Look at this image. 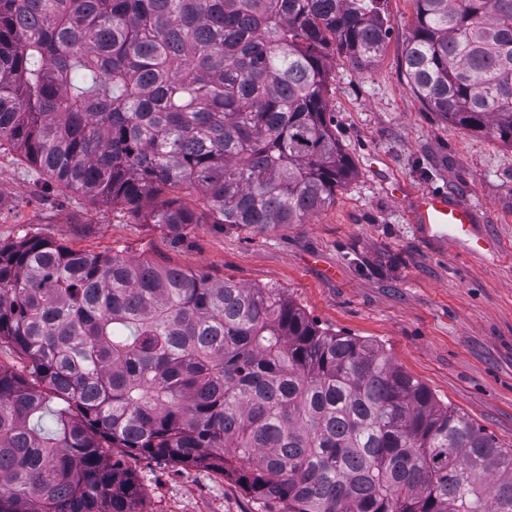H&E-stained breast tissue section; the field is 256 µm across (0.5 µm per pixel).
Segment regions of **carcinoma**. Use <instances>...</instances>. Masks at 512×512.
<instances>
[{
  "label": "carcinoma",
  "instance_id": "obj_1",
  "mask_svg": "<svg viewBox=\"0 0 512 512\" xmlns=\"http://www.w3.org/2000/svg\"><path fill=\"white\" fill-rule=\"evenodd\" d=\"M427 110L512 145V0H412ZM385 0H0V153L172 234L263 233L352 166L329 52L359 71ZM0 512H141L110 452L234 478L258 512H512V450L368 339L273 288L38 238L0 244ZM51 417L54 428L43 426Z\"/></svg>",
  "mask_w": 512,
  "mask_h": 512
}]
</instances>
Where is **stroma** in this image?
<instances>
[{
  "instance_id": "35a3bbf8",
  "label": "stroma",
  "mask_w": 512,
  "mask_h": 512,
  "mask_svg": "<svg viewBox=\"0 0 512 512\" xmlns=\"http://www.w3.org/2000/svg\"><path fill=\"white\" fill-rule=\"evenodd\" d=\"M392 30L377 63L332 55L331 130L354 174L334 203L267 233L202 216L180 235L125 208L58 188L0 154V243L44 238L163 267L276 288L320 327L383 346L398 367L512 448V145L428 111L402 71L412 0H386ZM438 189L472 203L499 253L460 258L423 235L414 201ZM142 512H253L234 480L141 455L123 459Z\"/></svg>"
}]
</instances>
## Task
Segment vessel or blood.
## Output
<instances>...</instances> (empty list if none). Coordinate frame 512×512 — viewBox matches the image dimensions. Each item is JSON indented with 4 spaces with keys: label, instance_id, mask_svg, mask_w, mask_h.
<instances>
[{
    "label": "vessel or blood",
    "instance_id": "1",
    "mask_svg": "<svg viewBox=\"0 0 512 512\" xmlns=\"http://www.w3.org/2000/svg\"><path fill=\"white\" fill-rule=\"evenodd\" d=\"M476 210L461 200L449 199L445 192L427 190L419 194L416 219L428 237L449 241L471 256L491 252L492 240L475 232Z\"/></svg>",
    "mask_w": 512,
    "mask_h": 512
}]
</instances>
